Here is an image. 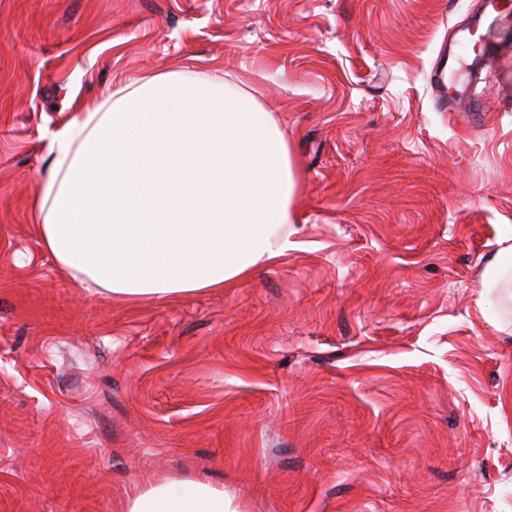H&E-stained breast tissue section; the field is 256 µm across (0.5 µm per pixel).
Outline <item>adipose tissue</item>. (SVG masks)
I'll use <instances>...</instances> for the list:
<instances>
[{
	"mask_svg": "<svg viewBox=\"0 0 512 512\" xmlns=\"http://www.w3.org/2000/svg\"><path fill=\"white\" fill-rule=\"evenodd\" d=\"M33 235L87 289L136 302L221 288L294 248L288 140L256 100L177 69L49 131ZM121 512H240L203 479L143 480Z\"/></svg>",
	"mask_w": 512,
	"mask_h": 512,
	"instance_id": "obj_1",
	"label": "adipose tissue"
}]
</instances>
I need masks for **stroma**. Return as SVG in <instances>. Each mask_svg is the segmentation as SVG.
Instances as JSON below:
<instances>
[{
  "mask_svg": "<svg viewBox=\"0 0 512 512\" xmlns=\"http://www.w3.org/2000/svg\"><path fill=\"white\" fill-rule=\"evenodd\" d=\"M478 0H0V512H120L146 477L243 512H512V45L431 84ZM178 67L272 112L297 246L129 302L33 236L70 103ZM498 51L497 43H485L481 40L476 43L475 55L471 62L467 64L468 81L457 91L458 95L471 94V85L480 82L485 71L486 73L490 72L489 62L498 54ZM512 282V245L502 250V256L490 263L484 273V280L488 284H496L507 278Z\"/></svg>",
  "mask_w": 512,
  "mask_h": 512,
  "instance_id": "35a3bbf8",
  "label": "stroma"
}]
</instances>
